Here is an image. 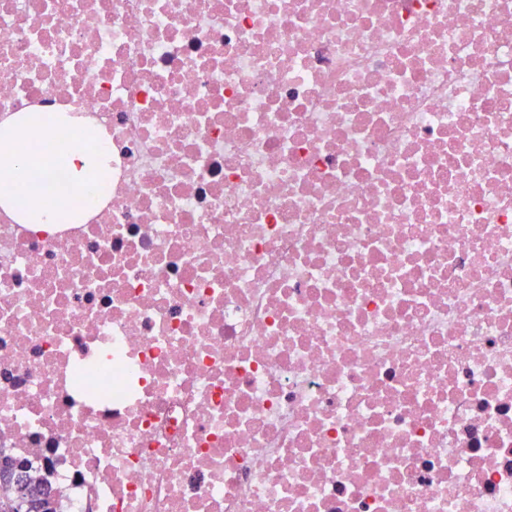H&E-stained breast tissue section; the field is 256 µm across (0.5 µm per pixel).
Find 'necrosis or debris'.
<instances>
[{
    "mask_svg": "<svg viewBox=\"0 0 512 512\" xmlns=\"http://www.w3.org/2000/svg\"><path fill=\"white\" fill-rule=\"evenodd\" d=\"M0 455L57 512H512V0H0Z\"/></svg>",
    "mask_w": 512,
    "mask_h": 512,
    "instance_id": "obj_1",
    "label": "necrosis or debris"
}]
</instances>
